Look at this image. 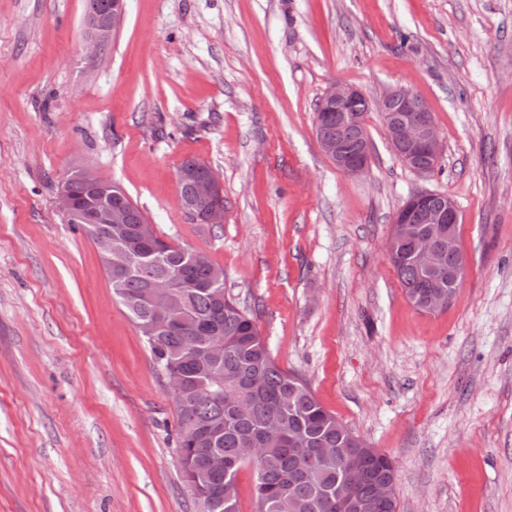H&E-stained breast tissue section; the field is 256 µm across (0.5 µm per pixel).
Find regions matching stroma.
I'll list each match as a JSON object with an SVG mask.
<instances>
[{
    "label": "stroma",
    "mask_w": 512,
    "mask_h": 512,
    "mask_svg": "<svg viewBox=\"0 0 512 512\" xmlns=\"http://www.w3.org/2000/svg\"><path fill=\"white\" fill-rule=\"evenodd\" d=\"M86 0H0V512H196L176 408L56 204L87 170L246 300L276 364L397 467L398 512H512V0H126L87 60ZM402 84L444 140L431 176L370 108L368 169L322 153L332 84ZM224 183L194 224L177 171ZM428 190L457 203L464 272L441 311L384 244ZM209 168L210 167L207 164L195 158H186L182 161L178 171H193L179 172L177 174V184L180 190L179 201L182 206L180 194L183 200L191 197L192 186L190 183L186 182H192L196 200L200 202L212 203V205L208 207L203 214V222L205 224H220L224 221V208L217 203V200L224 197L223 181L214 169H211L205 177H198L194 172L196 170L199 174H204ZM204 223L199 220V223L197 224Z\"/></svg>",
    "instance_id": "stroma-1"
}]
</instances>
